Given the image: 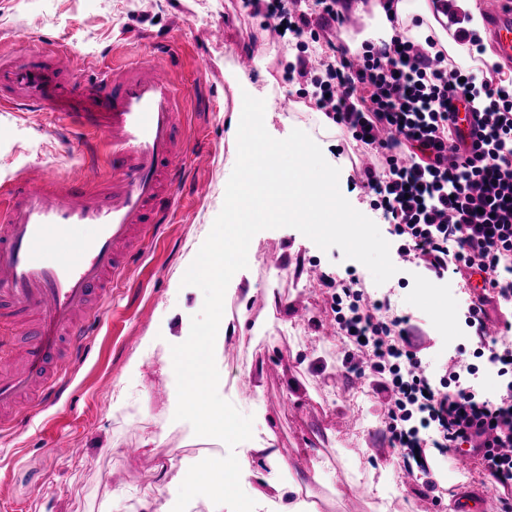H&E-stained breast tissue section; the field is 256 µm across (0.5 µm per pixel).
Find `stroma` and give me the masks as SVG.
I'll use <instances>...</instances> for the list:
<instances>
[{
    "instance_id": "stroma-1",
    "label": "stroma",
    "mask_w": 512,
    "mask_h": 512,
    "mask_svg": "<svg viewBox=\"0 0 512 512\" xmlns=\"http://www.w3.org/2000/svg\"><path fill=\"white\" fill-rule=\"evenodd\" d=\"M262 23L241 0H0V52L7 55L21 56L38 43L62 46L71 63L80 55L108 63L113 52L130 57L148 44L167 51L173 80L202 78L187 115L193 144L213 156L208 168L190 171L185 208L149 235L113 288L81 357L52 364V379L65 386L59 402L46 407L31 398L16 408V422L0 428V512H170L182 501L180 470L211 469L227 454L222 441L197 436L190 423L174 418L172 339L184 317L201 311L204 295L172 281L186 273L223 207L234 168L228 119L238 55L250 53L249 78L273 105L270 135L283 139L299 128L322 142L340 170L342 194L397 245L353 169L363 159L361 146L342 133L314 130L312 105L298 95L302 80L286 78L298 50ZM218 24L226 25L228 43L210 39ZM284 91L297 98L288 113L276 107ZM57 125L46 112L0 111V182L17 174L74 172L80 152L60 144ZM250 253L235 291L224 297L232 330L216 365L220 395L253 416L254 440L274 434L287 465L278 471L262 462L259 470L280 483L319 475L320 512H373L378 498L367 482L379 467L392 468L398 490L388 512H448L453 499L489 485L478 459L460 448L436 457L441 506L417 483L405 482L402 458L387 440L384 400L368 383H345L349 341L329 325L333 291L309 279L308 270L318 266L334 281L359 279L389 301L392 314L418 324L431 338L420 355L426 376L444 378L453 359L477 366L473 384L491 393L497 369L480 357L478 341L465 329L449 342L440 323L444 313L468 308L473 289L456 279H428L403 261L398 274L376 285L363 264L340 249H319L292 228L258 232ZM241 322L246 331H238ZM58 437L73 447L72 455L54 451ZM255 487L250 478L228 490L202 484L185 512H245Z\"/></svg>"
}]
</instances>
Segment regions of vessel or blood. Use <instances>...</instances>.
<instances>
[{"instance_id": "b4317fda", "label": "vessel or blood", "mask_w": 512, "mask_h": 512, "mask_svg": "<svg viewBox=\"0 0 512 512\" xmlns=\"http://www.w3.org/2000/svg\"><path fill=\"white\" fill-rule=\"evenodd\" d=\"M495 51L512 59V0H480ZM57 50L36 45L0 58V106L52 112L77 126L83 169L65 178L21 175L0 198V305L27 320L20 361H0V408L15 405L46 377L63 343L78 344L95 302L130 266L154 224L181 197L191 152L184 102L190 88L167 74L166 59L147 47L62 68ZM452 119L466 142L477 139L469 104L453 97Z\"/></svg>"}]
</instances>
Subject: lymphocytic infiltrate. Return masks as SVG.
I'll return each instance as SVG.
<instances>
[{"mask_svg":"<svg viewBox=\"0 0 512 512\" xmlns=\"http://www.w3.org/2000/svg\"><path fill=\"white\" fill-rule=\"evenodd\" d=\"M338 2L315 0L313 14L298 0L245 5L301 38L344 25ZM361 56L359 68L343 58L321 77L304 57L293 70L310 81L317 110L381 158V166L360 175L393 224L398 256L438 278L467 283L480 276L483 293L469 306L467 325L483 339L489 299L512 302V82H504L498 66L461 68L434 39L422 44L399 32L389 44L365 45ZM457 91L476 102L479 140L452 162L450 96ZM382 307L349 285L332 296L335 321L354 346L345 356L348 371L387 396L389 442L401 449L405 472L413 473L411 461L424 449L457 448L488 435L476 454L504 492L500 512H512L505 495L512 490V360L490 349L489 363L506 379L493 398L458 384L455 370L433 385L419 371L423 329L406 317L382 321Z\"/></svg>","mask_w":512,"mask_h":512,"instance_id":"1","label":"lymphocytic infiltrate"}]
</instances>
